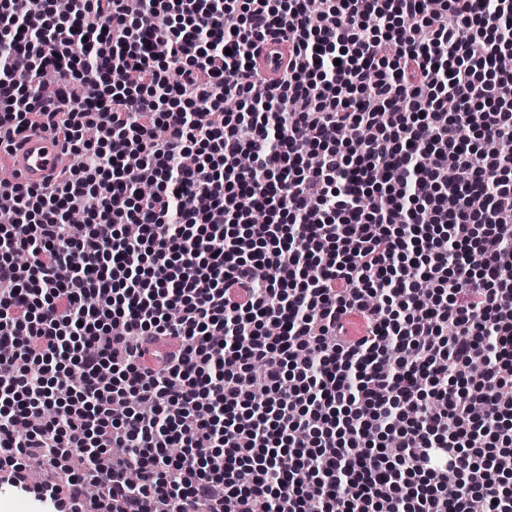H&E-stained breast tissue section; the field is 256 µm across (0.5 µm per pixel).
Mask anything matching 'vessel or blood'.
Segmentation results:
<instances>
[{"label":"vessel or blood","mask_w":512,"mask_h":512,"mask_svg":"<svg viewBox=\"0 0 512 512\" xmlns=\"http://www.w3.org/2000/svg\"><path fill=\"white\" fill-rule=\"evenodd\" d=\"M283 50L282 43L275 40L264 44L259 57L261 75H270L277 69ZM64 161L58 137L46 131L29 133L22 137L10 163V179L14 182L41 184L54 175Z\"/></svg>","instance_id":"obj_1"}]
</instances>
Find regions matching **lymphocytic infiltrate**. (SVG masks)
<instances>
[{
	"instance_id": "f902f5d3",
	"label": "lymphocytic infiltrate",
	"mask_w": 512,
	"mask_h": 512,
	"mask_svg": "<svg viewBox=\"0 0 512 512\" xmlns=\"http://www.w3.org/2000/svg\"><path fill=\"white\" fill-rule=\"evenodd\" d=\"M10 2L0 144L72 161L0 182L7 482L53 512H512V0ZM282 52H284L283 43L277 40H270L264 44L259 57V72L262 76L268 77L277 69ZM65 161L61 141L53 133H27L10 162L9 182L44 183Z\"/></svg>"
}]
</instances>
